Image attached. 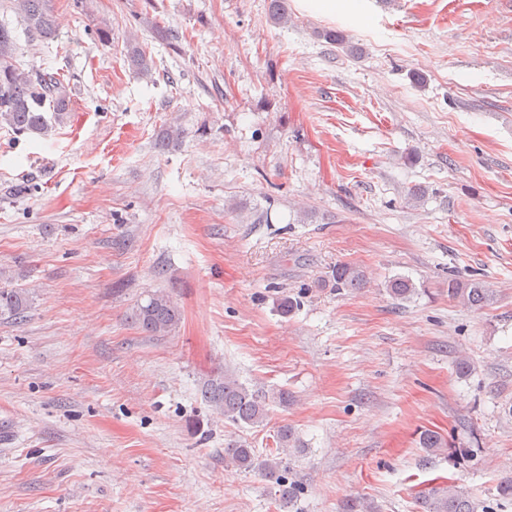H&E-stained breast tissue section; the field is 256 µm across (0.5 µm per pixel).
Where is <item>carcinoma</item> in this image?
<instances>
[{
	"instance_id": "carcinoma-1",
	"label": "carcinoma",
	"mask_w": 512,
	"mask_h": 512,
	"mask_svg": "<svg viewBox=\"0 0 512 512\" xmlns=\"http://www.w3.org/2000/svg\"><path fill=\"white\" fill-rule=\"evenodd\" d=\"M16 9L23 14L25 33L33 38L52 40L57 35L49 0H14ZM126 60L143 78L152 77L153 61L136 39L127 42ZM58 119L71 109V98L57 72L33 66L24 67L17 60L14 30L0 23V124L12 132L47 135L53 125L44 108ZM335 288L338 291L362 288L366 284L364 271L358 266L343 263L336 267ZM388 293L395 299L408 301L416 292L415 284L406 277H395L386 283ZM448 297L466 307H480L490 300L485 285L476 280L448 279ZM30 307V295L23 288L0 289V314L16 320L25 317ZM132 319L149 336H167L182 319L178 303L169 294L156 291L145 302L136 306ZM204 401L215 408L224 419L238 426L259 427L267 421L272 407L288 408L292 396L284 389L249 387L231 371L209 380L202 391ZM296 440L286 425L276 433V452L273 458L262 459L256 450L243 441H229L224 446V463L243 472L258 471L285 483V456L295 447ZM421 447L430 452L449 447L448 441L432 430L421 432ZM422 512H475L476 505L467 490L455 483L432 487L423 493Z\"/></svg>"
}]
</instances>
